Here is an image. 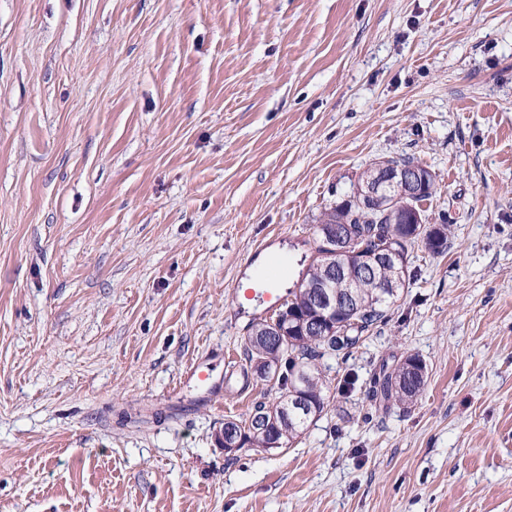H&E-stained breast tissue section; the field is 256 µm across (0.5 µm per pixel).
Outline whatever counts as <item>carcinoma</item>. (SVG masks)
<instances>
[{"label": "carcinoma", "mask_w": 512, "mask_h": 512, "mask_svg": "<svg viewBox=\"0 0 512 512\" xmlns=\"http://www.w3.org/2000/svg\"><path fill=\"white\" fill-rule=\"evenodd\" d=\"M378 202H366L358 190H353L346 199L325 212L320 218L322 224H348L354 235L372 250L387 243L388 237L396 238L393 247L399 249L403 275L395 288H383L381 282L396 277L393 267L379 270L373 275L361 273L352 267L330 283L336 295L342 297L351 292L355 295L356 309L344 313L337 312L335 329L331 336H307L301 333L299 322L316 315V304L311 295L300 288L288 290L290 299L284 303L280 316H291L288 326L291 334L288 341L273 345L267 339L266 322L252 326L245 339L244 351L251 374L264 381L271 373L277 374L279 396L276 401L254 404L250 416L265 414L274 416L281 422V441L289 447L302 434L306 422L288 419L285 410L288 395L301 391L316 406V415H321L328 406L327 380L323 367L332 358L347 359L352 350L365 339V334L389 320V307L394 303L399 291L408 287L411 274L408 271L407 257L418 241L434 254L443 253L448 247V225L438 224L427 230L420 225L403 220L401 224H387L380 220L382 206L389 203V197ZM427 366L417 355H409L403 360L390 364L382 361L379 371L370 380L371 398L375 401L396 402L403 405L414 403L422 394ZM267 438L256 428L241 435L240 447L264 448Z\"/></svg>", "instance_id": "cac0c4a2"}]
</instances>
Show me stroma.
Wrapping results in <instances>:
<instances>
[{"instance_id":"1","label":"stroma","mask_w":512,"mask_h":512,"mask_svg":"<svg viewBox=\"0 0 512 512\" xmlns=\"http://www.w3.org/2000/svg\"><path fill=\"white\" fill-rule=\"evenodd\" d=\"M405 156L447 250L296 443L224 453L278 391L241 279ZM0 512H512V0H0ZM427 366L417 355H409L396 364L382 361L379 372L370 380L371 398L379 402L414 403L422 394Z\"/></svg>"}]
</instances>
